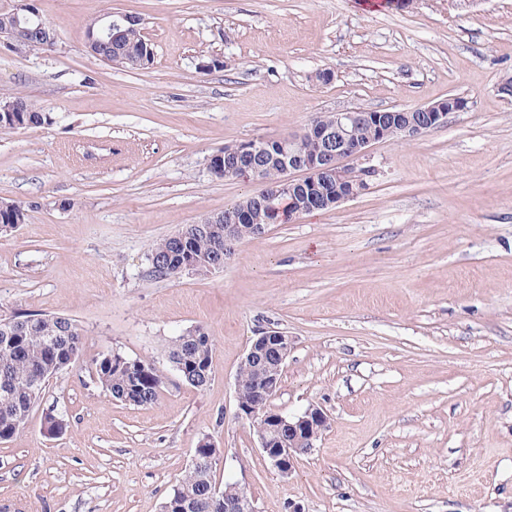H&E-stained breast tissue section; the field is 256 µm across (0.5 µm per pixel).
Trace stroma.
I'll list each match as a JSON object with an SVG mask.
<instances>
[{
    "instance_id": "stroma-1",
    "label": "stroma",
    "mask_w": 512,
    "mask_h": 512,
    "mask_svg": "<svg viewBox=\"0 0 512 512\" xmlns=\"http://www.w3.org/2000/svg\"><path fill=\"white\" fill-rule=\"evenodd\" d=\"M361 2L33 0L53 45L0 44V100L52 118L0 131V201L28 210L0 234V319L68 315L87 356L150 359L166 380L132 406L85 364L56 374L0 441V512H162L205 437L217 483L245 485L257 512H512V0ZM106 12L140 19L148 68L88 52ZM451 95L468 111L354 162L357 198L270 225L222 269L149 276L157 240L257 191L212 176L224 146ZM198 326L214 339L201 389L167 357ZM272 328L295 341L272 409L331 419L286 478L234 392Z\"/></svg>"
}]
</instances>
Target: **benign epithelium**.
Instances as JSON below:
<instances>
[{
  "instance_id": "obj_1",
  "label": "benign epithelium",
  "mask_w": 512,
  "mask_h": 512,
  "mask_svg": "<svg viewBox=\"0 0 512 512\" xmlns=\"http://www.w3.org/2000/svg\"><path fill=\"white\" fill-rule=\"evenodd\" d=\"M14 25L0 33L12 46L21 49L31 44L36 35L46 42H52L55 34L52 26L39 14L31 3L24 2L12 11ZM104 24L96 32L86 37V45L112 46L126 34L130 16L114 18L112 12L102 15ZM469 100L450 95L436 102L411 110L398 112H361L357 109L334 112L328 123H310L299 137L309 143L305 152L293 149V138L255 139L227 145L224 150L213 155L209 170L217 178H240L260 181L261 170L256 158L268 155L280 162L281 179L277 184L263 190V196L249 198L235 206L216 213L213 224L224 225V259H230L243 241L240 225L249 221L254 205L260 204L276 208L275 201L288 193L304 196V202L289 214L296 218L314 210L335 208L355 197L365 188V182L347 167L344 161L358 159L367 154L377 142L399 137L415 139L448 120L450 112H465ZM368 124L373 136L359 139L355 136L357 127ZM275 340L280 344L281 362L288 360L294 344L288 334L272 329L265 331L250 344L243 361H251L258 349ZM281 378L277 373L268 374L254 397L245 402L236 399L238 415L252 422L258 438L259 448L267 455L270 464L283 476L294 471L295 463L302 449L315 448L316 441L329 427V417L320 407L310 406L295 416L269 413L264 402H269L277 393ZM288 423V448L277 450L271 447L272 436L283 423Z\"/></svg>"
}]
</instances>
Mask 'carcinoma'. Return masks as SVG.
<instances>
[{
	"mask_svg": "<svg viewBox=\"0 0 512 512\" xmlns=\"http://www.w3.org/2000/svg\"><path fill=\"white\" fill-rule=\"evenodd\" d=\"M144 37L139 24H132L123 43L105 48L106 54L131 69H140L137 54ZM49 117L31 100L23 112L0 114V130L12 131L40 127ZM27 210L9 202L0 210V227L24 224ZM253 224H281V214L269 207L252 210ZM184 237L160 239L149 255L150 273L172 278L186 265L206 272L212 264H224V225L187 224ZM10 322L15 327L4 331L0 325V441L22 431L30 413L43 399L47 384L60 370L78 362L84 353V333L73 319L63 315H18ZM214 343L204 327L197 326L176 337L168 347V361L179 376L195 388H204L211 380ZM282 368L275 345L259 352L245 368L249 387L244 398L261 385L268 371ZM90 369L101 388L114 399L133 406L155 403L164 387V377L150 359L128 358L117 351L100 353L91 360ZM221 450L208 438L195 448V459L163 503L162 512H224V490L243 498L249 492L236 483L217 486L214 469Z\"/></svg>",
	"mask_w": 512,
	"mask_h": 512,
	"instance_id": "cac0c4a2",
	"label": "carcinoma"
}]
</instances>
